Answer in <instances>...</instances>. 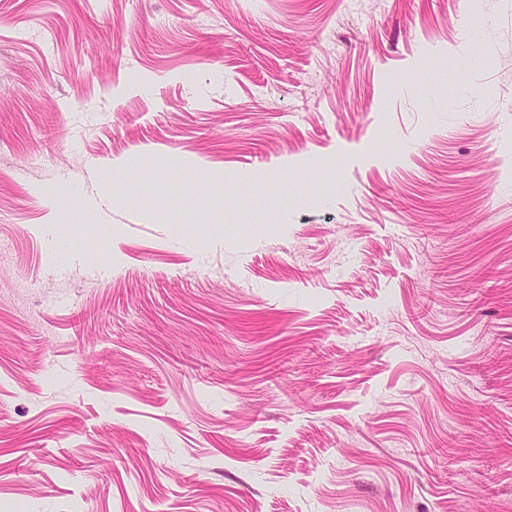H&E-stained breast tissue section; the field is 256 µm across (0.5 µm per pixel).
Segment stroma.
<instances>
[{
  "instance_id": "35a3bbf8",
  "label": "stroma",
  "mask_w": 512,
  "mask_h": 512,
  "mask_svg": "<svg viewBox=\"0 0 512 512\" xmlns=\"http://www.w3.org/2000/svg\"><path fill=\"white\" fill-rule=\"evenodd\" d=\"M0 512H512V0H0Z\"/></svg>"
}]
</instances>
